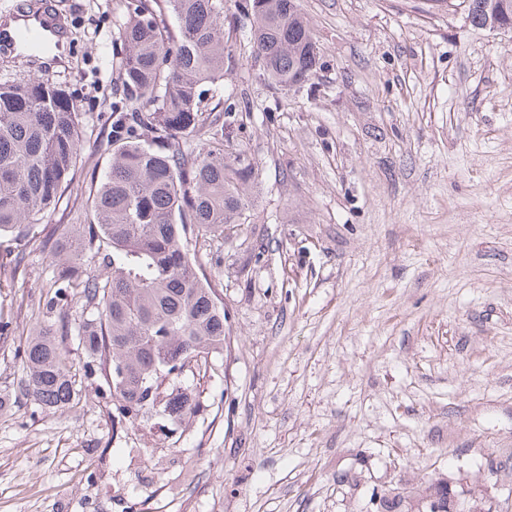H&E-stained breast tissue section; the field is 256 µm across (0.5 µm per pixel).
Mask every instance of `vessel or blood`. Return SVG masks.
<instances>
[{
	"label": "vessel or blood",
	"mask_w": 512,
	"mask_h": 512,
	"mask_svg": "<svg viewBox=\"0 0 512 512\" xmlns=\"http://www.w3.org/2000/svg\"><path fill=\"white\" fill-rule=\"evenodd\" d=\"M63 35L61 22L51 11L44 8L36 14L23 11L15 14L11 23L0 24V50L26 51L36 43L49 46L60 43Z\"/></svg>",
	"instance_id": "1"
}]
</instances>
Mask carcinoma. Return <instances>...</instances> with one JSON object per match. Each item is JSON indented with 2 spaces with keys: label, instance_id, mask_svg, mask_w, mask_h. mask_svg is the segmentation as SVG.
I'll list each match as a JSON object with an SVG mask.
<instances>
[{
  "label": "carcinoma",
  "instance_id": "carcinoma-1",
  "mask_svg": "<svg viewBox=\"0 0 512 512\" xmlns=\"http://www.w3.org/2000/svg\"><path fill=\"white\" fill-rule=\"evenodd\" d=\"M463 3L472 23L512 29V0ZM244 10L268 80L281 88L308 81L317 42L297 0H246ZM122 37L119 79L132 111L112 113V162L88 197L90 223L41 248L62 260L50 303L81 302L79 346L109 365L115 408L134 424L154 407L148 384L176 382L199 354L224 351V305L198 277L189 244L242 223L259 174L201 107V85L224 77V0H127ZM82 122L80 106L53 79L0 83V234L56 207L72 182ZM98 260L112 264V275L93 273ZM17 354L22 390L38 405L62 410L80 401L68 350L50 329L35 328ZM194 410L186 393L164 406L174 423Z\"/></svg>",
  "mask_w": 512,
  "mask_h": 512
}]
</instances>
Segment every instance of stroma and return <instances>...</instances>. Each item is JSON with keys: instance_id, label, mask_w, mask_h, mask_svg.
<instances>
[{"instance_id": "35a3bbf8", "label": "stroma", "mask_w": 512, "mask_h": 512, "mask_svg": "<svg viewBox=\"0 0 512 512\" xmlns=\"http://www.w3.org/2000/svg\"><path fill=\"white\" fill-rule=\"evenodd\" d=\"M238 2L202 106L256 164L255 206L192 247L230 340L162 386L194 414L133 426L84 370L80 306L49 305L39 248L88 222L107 170L123 0H53L69 40L48 74L83 143L74 189L0 238V512H376L441 476L512 512V32L458 0H298L319 64L281 90ZM40 325L69 328L73 407L22 394Z\"/></svg>"}]
</instances>
